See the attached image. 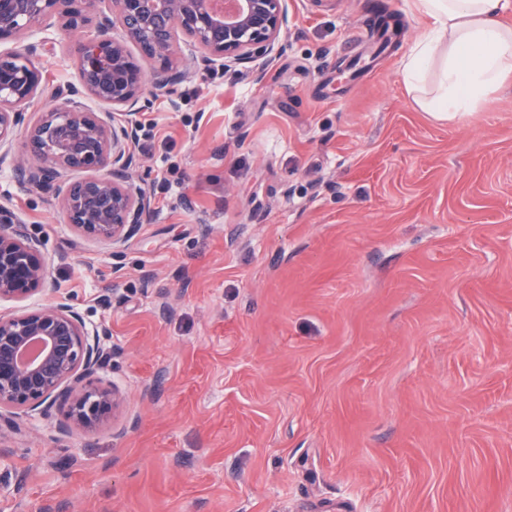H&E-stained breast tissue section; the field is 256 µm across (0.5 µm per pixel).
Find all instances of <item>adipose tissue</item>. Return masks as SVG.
I'll return each instance as SVG.
<instances>
[{
  "instance_id": "ef3b65f1",
  "label": "adipose tissue",
  "mask_w": 512,
  "mask_h": 512,
  "mask_svg": "<svg viewBox=\"0 0 512 512\" xmlns=\"http://www.w3.org/2000/svg\"><path fill=\"white\" fill-rule=\"evenodd\" d=\"M431 29L405 56L403 82L424 110L444 118L476 111L512 77V0H417Z\"/></svg>"
}]
</instances>
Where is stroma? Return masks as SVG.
<instances>
[{"label": "stroma", "instance_id": "obj_1", "mask_svg": "<svg viewBox=\"0 0 512 512\" xmlns=\"http://www.w3.org/2000/svg\"><path fill=\"white\" fill-rule=\"evenodd\" d=\"M287 47L148 89L120 250L28 188L45 291L106 325L127 431L15 432L0 512H512V78L440 119L402 81L415 0H288ZM169 179L168 195L157 182Z\"/></svg>", "mask_w": 512, "mask_h": 512}]
</instances>
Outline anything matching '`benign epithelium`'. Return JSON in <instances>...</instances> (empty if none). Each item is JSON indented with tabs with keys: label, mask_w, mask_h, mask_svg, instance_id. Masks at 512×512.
Here are the masks:
<instances>
[{
	"label": "benign epithelium",
	"mask_w": 512,
	"mask_h": 512,
	"mask_svg": "<svg viewBox=\"0 0 512 512\" xmlns=\"http://www.w3.org/2000/svg\"><path fill=\"white\" fill-rule=\"evenodd\" d=\"M0 0V43L33 32L83 33L69 46L81 90H47L38 66L59 39L48 35L19 49L0 51V146L12 142L26 122L25 105L49 95L53 105L29 126L36 164H18V179L58 200L68 223L82 235L121 247L145 223L150 198L128 185L137 159L131 151L133 124L115 125L91 110L84 94L116 111L133 114L148 100L143 69L128 50L135 44L154 61L152 85L174 95L189 78L176 56L180 34L204 67L228 72L257 58H275L285 48L287 0ZM67 171L93 172L66 182ZM48 259L26 224L0 206V301H25L41 291ZM108 330L87 326L81 313L60 297L17 313H0V410L22 420L48 417L47 400L62 395L66 420L57 430L92 431L116 416L124 395L116 384L94 376L111 355Z\"/></svg>",
	"instance_id": "1"
}]
</instances>
